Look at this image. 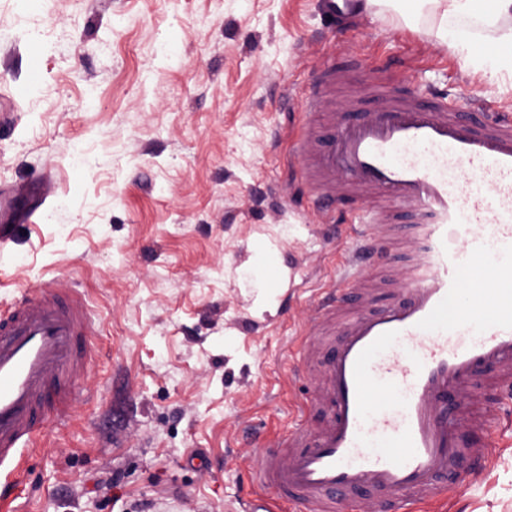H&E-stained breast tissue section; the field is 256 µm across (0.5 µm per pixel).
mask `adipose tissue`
Returning <instances> with one entry per match:
<instances>
[{"mask_svg": "<svg viewBox=\"0 0 512 512\" xmlns=\"http://www.w3.org/2000/svg\"><path fill=\"white\" fill-rule=\"evenodd\" d=\"M441 23L437 30L439 39L451 42L454 32L447 25L448 18L476 16L490 29L494 39L503 49L502 55L483 63L488 73L512 69V0H434ZM255 256V282L262 293L256 305L257 313L275 312L278 296L288 277L277 265L278 250L270 239L261 238L251 244Z\"/></svg>", "mask_w": 512, "mask_h": 512, "instance_id": "1", "label": "adipose tissue"}]
</instances>
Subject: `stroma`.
Listing matches in <instances>:
<instances>
[{"label":"stroma","mask_w":512,"mask_h":512,"mask_svg":"<svg viewBox=\"0 0 512 512\" xmlns=\"http://www.w3.org/2000/svg\"><path fill=\"white\" fill-rule=\"evenodd\" d=\"M438 23L415 0L342 28L323 0H43L29 17L0 0V190H29L33 211L0 255V306L47 280L94 325L70 410L24 454L17 512H242L321 379L295 377L291 352L350 244L305 204L297 96L353 56L512 110V72L463 62L498 55L492 33L455 17L448 44ZM282 225L294 289L257 317L249 245ZM414 512H512V460Z\"/></svg>","instance_id":"stroma-1"}]
</instances>
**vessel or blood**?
Returning <instances> with one entry per match:
<instances>
[{
	"instance_id": "vessel-or-blood-1",
	"label": "vessel or blood",
	"mask_w": 512,
	"mask_h": 512,
	"mask_svg": "<svg viewBox=\"0 0 512 512\" xmlns=\"http://www.w3.org/2000/svg\"><path fill=\"white\" fill-rule=\"evenodd\" d=\"M367 71L346 111L329 109L348 77L333 65L298 98L307 203L340 210L352 245L297 347L305 367L324 345V385L265 451L246 512L271 500L338 512L365 491L384 493L389 512L438 504L484 475L493 432L512 425V114L394 84L382 62ZM406 235L418 242L408 282L377 305L364 270L389 265ZM89 334L82 297L47 282L0 312V505L50 425L39 408H68ZM488 375L496 397L480 407Z\"/></svg>"
}]
</instances>
